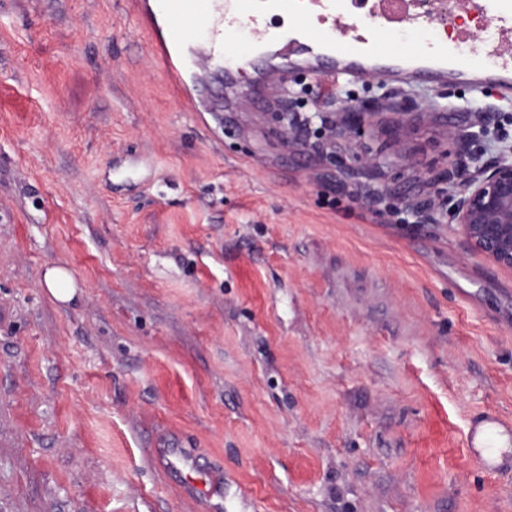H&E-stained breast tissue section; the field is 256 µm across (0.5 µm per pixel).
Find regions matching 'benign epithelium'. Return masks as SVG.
<instances>
[{
    "mask_svg": "<svg viewBox=\"0 0 512 512\" xmlns=\"http://www.w3.org/2000/svg\"><path fill=\"white\" fill-rule=\"evenodd\" d=\"M469 157V162L445 172L441 179L456 187L448 196V215L462 235L467 250L492 264L512 270V157L493 161L473 156V135L448 132Z\"/></svg>",
    "mask_w": 512,
    "mask_h": 512,
    "instance_id": "1",
    "label": "benign epithelium"
}]
</instances>
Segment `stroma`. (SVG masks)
I'll list each match as a JSON object with an SVG mask.
<instances>
[{"label":"stroma","mask_w":512,"mask_h":512,"mask_svg":"<svg viewBox=\"0 0 512 512\" xmlns=\"http://www.w3.org/2000/svg\"><path fill=\"white\" fill-rule=\"evenodd\" d=\"M151 44L134 0H0V512H210L163 443L223 512H512L465 445L512 420V270L388 212L472 92L307 75L375 113L289 142L268 104L186 111ZM43 285L51 296L59 302H68L76 292V285L69 271L63 267L47 268L43 275Z\"/></svg>","instance_id":"35a3bbf8"}]
</instances>
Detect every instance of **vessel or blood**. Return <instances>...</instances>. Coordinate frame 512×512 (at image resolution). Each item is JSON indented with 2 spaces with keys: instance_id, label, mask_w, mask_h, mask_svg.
Segmentation results:
<instances>
[{
  "instance_id": "1",
  "label": "vessel or blood",
  "mask_w": 512,
  "mask_h": 512,
  "mask_svg": "<svg viewBox=\"0 0 512 512\" xmlns=\"http://www.w3.org/2000/svg\"><path fill=\"white\" fill-rule=\"evenodd\" d=\"M421 0H136L137 17L155 40L165 70L176 76L193 112L232 111L214 101L208 70L222 67L225 85L253 59L265 60L250 87L254 101L296 73L343 75L381 84L455 85L473 92L512 93V0H458L460 9L490 19L483 36L459 30L451 41L413 38L423 18ZM367 13L371 29L353 31L348 20ZM271 14L293 15L297 36L270 33ZM248 44L231 47L240 25ZM512 424L493 409L475 418L466 434L471 458L484 470L501 469L499 441Z\"/></svg>"
}]
</instances>
